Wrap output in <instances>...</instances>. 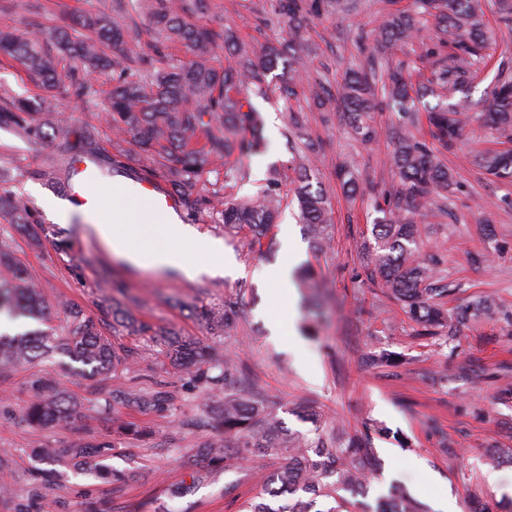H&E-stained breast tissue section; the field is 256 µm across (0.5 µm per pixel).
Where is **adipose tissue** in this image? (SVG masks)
<instances>
[{
    "label": "adipose tissue",
    "instance_id": "1",
    "mask_svg": "<svg viewBox=\"0 0 512 512\" xmlns=\"http://www.w3.org/2000/svg\"><path fill=\"white\" fill-rule=\"evenodd\" d=\"M130 207L113 211L111 221H103L98 213L64 203L57 206L59 223L80 217L91 225L101 242L112 254L139 268H173L193 280L200 274L232 276L238 271L235 255L226 251L221 240L201 235L177 217L167 215L152 224H132ZM220 264H212V257Z\"/></svg>",
    "mask_w": 512,
    "mask_h": 512
}]
</instances>
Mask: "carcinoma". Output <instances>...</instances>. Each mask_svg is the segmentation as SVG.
I'll return each instance as SVG.
<instances>
[{
  "mask_svg": "<svg viewBox=\"0 0 512 512\" xmlns=\"http://www.w3.org/2000/svg\"><path fill=\"white\" fill-rule=\"evenodd\" d=\"M323 0H276V11L288 27H302L312 15L320 14ZM422 12L434 17L439 44L448 53L435 61L432 78L425 86H414L397 68L387 75L384 95L402 114L414 110L426 96L436 99L430 107V121L435 137L451 144L466 127L468 96L465 88L476 63L482 58L487 35L482 13L476 0H416ZM132 10L148 19L154 32L167 40H177L187 48L192 60L182 66L161 65L165 54L160 45H154V57L127 53L110 60L101 51L99 42L114 45L138 37V31L129 23L108 21L102 17H87L81 25L97 28L100 41L77 39L62 34L52 49L41 46L30 36L0 32V55L20 61L30 74L42 84L53 83L59 75V66L66 59L78 65L70 68L73 94L89 93L86 76L101 69L112 68V97L109 116L112 129L128 145L125 153L157 154L158 170L170 184L174 194L197 210L211 204V198L220 196L214 189L212 196L197 190L206 167L225 156L238 152L242 156L259 152L263 145L261 117L249 100V92L266 93V77L277 68L288 74L281 86L285 96L295 94L299 85L307 88L309 97L320 103L338 95L350 115L351 133L363 140H373L378 130L370 122V113L379 105L370 92L365 73L348 71L337 87V93L320 81L311 78L304 61L294 56L292 46H268L255 54L240 44L235 36L222 29L193 24L189 17L199 11L202 0H130ZM417 32L415 18L405 12L389 15L380 28L373 45V53L383 46L405 44ZM232 49L234 61L217 67L212 54L218 43ZM35 102L18 100L0 107V124L13 127L29 139L44 138L45 128L60 130L59 118L48 117L36 121ZM483 126L508 136L512 130V79H502L491 102L483 112ZM207 134L206 143L198 145V133ZM77 153L93 156L96 153L94 132L85 129L71 146ZM403 184L394 207L376 203L383 214L373 225L372 269L370 276L389 288L395 299L414 323L420 327L419 336H434L442 330L453 332L455 325L442 308L431 302L435 278L433 268L424 263L417 251V224L408 218L419 205V200L434 188L448 189L453 184L450 170L438 162L426 144L409 134L398 137L392 154ZM289 163L299 173L301 185L294 201L298 218L307 225L318 248L328 240L330 214L323 190L313 187L306 173L305 154L291 153ZM485 171L502 181L512 182V151H489L480 158ZM281 199L264 193L248 201L228 197L221 200L224 227L248 229L258 246L275 223ZM0 216L13 223H32L27 210L7 193H0ZM12 242L0 239V265L10 268L12 283L0 284V311L41 322L48 320V312L41 290L36 287L25 267L12 259ZM238 316L236 303L224 301L220 307L201 312L211 326L227 329ZM172 353L179 360L183 374L197 387L206 391L224 390L218 400V417L224 424V435L236 439L239 455L258 450L269 456L288 451V462L273 479L263 485L260 501H251L246 512H309L300 500H288V506L273 508L265 497L281 493L290 496L299 490H308L326 497L354 486L374 455L369 434L351 436L336 434L333 441L320 440L314 446L295 434L281 430L280 421L266 408L263 401L235 391L245 377L242 366L216 359L205 347L191 338L175 336L170 340ZM54 350L61 351L71 361L85 366L81 373L108 378L128 370V360L103 336L96 321L78 308L67 312V332L57 336L49 330H26L15 334L0 333V377L16 366L40 359ZM37 399L23 413V420L31 426L64 424L72 409L57 383L44 377L37 381ZM127 403L147 407L166 408V392L155 390L148 394L122 392ZM221 441L206 445V459L211 467L231 466L232 456ZM384 512H420L414 500L398 494Z\"/></svg>",
  "mask_w": 512,
  "mask_h": 512,
  "instance_id": "cac0c4a2",
  "label": "carcinoma"
}]
</instances>
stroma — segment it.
<instances>
[{"instance_id":"stroma-1","label":"stroma","mask_w":512,"mask_h":512,"mask_svg":"<svg viewBox=\"0 0 512 512\" xmlns=\"http://www.w3.org/2000/svg\"><path fill=\"white\" fill-rule=\"evenodd\" d=\"M339 9L328 0L320 15L302 30L301 52L314 78L337 87L343 72L363 68L364 40L375 35L386 15L385 0H348ZM113 0H0V29L37 32L50 41L56 31L71 30L79 16L111 14ZM488 31L484 59L469 87L471 111L481 114L503 66L512 67V32L497 12L496 0H479ZM198 23L229 28L251 49L279 44L287 37L275 0H209ZM431 17H423L416 38L384 49L370 73L382 87L385 68L408 66L415 83H427L433 70ZM266 95L253 97L261 116H274L265 126V156L271 165L257 170L258 156H227V166L245 170L244 179L227 193L247 200L263 192L270 177L285 201L280 225L270 235L281 241L283 225H293L304 257L320 288V314L310 311L308 289L282 295L265 281L266 268L280 265L285 254L258 251L247 232L227 231L217 215L182 209L180 217L205 236L221 240L241 266L237 277L204 276L190 281L162 271L132 267L105 248L86 224H61L48 205L60 201L59 186L69 175L65 142L84 128H93L100 148L99 165L111 178L133 181L152 176L154 163L143 156H122L104 103L112 80L92 78L85 100L72 97L68 79L54 86L36 85L13 61L0 62V102L27 98L38 111L68 119L62 133L35 142L12 129L0 128V165L8 170L4 184L35 222L48 228L41 245L29 244L9 218L0 217V238L12 239L17 262L27 267L50 307L51 326L66 324L65 306L73 303L98 320L104 336L127 351L133 372L98 379L70 372L68 357L53 354L16 368L0 378V452L7 455L1 475L13 495L0 497V512H242L260 486L287 461L286 456L250 455L230 470H214L192 483L183 466L205 441L223 438L207 413L212 405L203 390L192 387L165 355L163 334L192 336L221 359L232 358L249 373L251 389L265 397L289 431L314 442L338 432L374 430L375 459L368 468L365 493H341L318 499V512H349V502L375 506L379 498L401 490L426 512L444 495L462 512L474 502H498L488 485L484 460L489 446L512 448V185L486 174L477 162L481 153L501 147L496 131L471 123L454 147H443L432 135L426 112L414 115L418 141L452 169L456 183L449 190L422 199L415 215L422 258L431 264L438 285L447 287L441 301L458 313L481 295H494L497 310L469 317L453 336L421 337L388 289L371 282L363 244L372 242L378 217L376 199L395 196L402 183L391 163L393 135L403 120L395 108L383 106L372 115L381 134L363 141L348 130L337 103L315 106L305 93L282 98L275 76H268ZM300 114L309 137L319 145L310 157L313 185L322 187L332 212L331 243L316 249L303 224L295 222L290 201L298 175L288 167V144L297 135L292 114ZM349 168L360 190L344 194L337 179ZM136 301L147 332L128 334L115 326L109 307L113 297ZM237 301L239 318L230 331H213L197 318L200 307ZM290 325L299 349L287 336L272 335V320ZM389 354L390 364H369L373 355ZM55 376L74 409L65 425L32 427L22 412L37 398L36 381ZM164 384L173 405L144 411L120 403L106 405L109 391L155 389ZM149 429L145 438L119 437L115 419ZM106 444L107 455L93 454ZM56 451L50 486L42 488L33 470L34 449Z\"/></svg>"}]
</instances>
